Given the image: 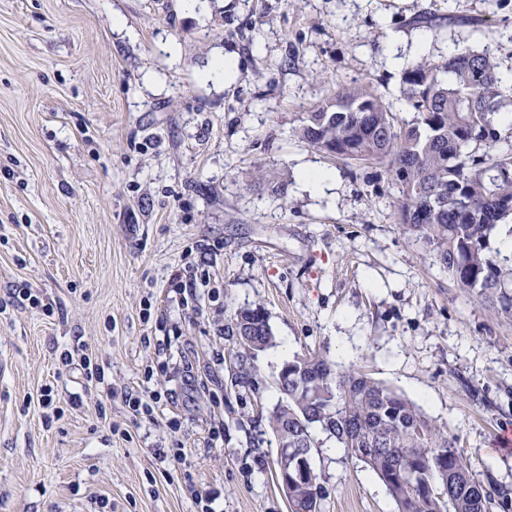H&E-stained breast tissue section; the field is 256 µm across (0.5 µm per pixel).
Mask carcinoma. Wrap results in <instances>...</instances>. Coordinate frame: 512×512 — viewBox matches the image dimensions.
Here are the masks:
<instances>
[{"instance_id":"carcinoma-1","label":"carcinoma","mask_w":512,"mask_h":512,"mask_svg":"<svg viewBox=\"0 0 512 512\" xmlns=\"http://www.w3.org/2000/svg\"><path fill=\"white\" fill-rule=\"evenodd\" d=\"M414 111L397 114L369 86L344 88L303 113L293 134L336 158L383 165L396 186L402 229L434 247L440 265L476 302L512 315V253L489 248L490 235L512 216V95L499 64L468 50L445 61L421 58L402 75ZM241 345L274 344L264 310L235 314ZM278 373V399L268 427L288 465L292 512H321L317 472L295 477L326 434L346 459L363 463L383 483L398 512H494L504 496L475 479L447 428L403 393L360 370L336 369L307 353ZM413 469L406 477L398 468Z\"/></svg>"}]
</instances>
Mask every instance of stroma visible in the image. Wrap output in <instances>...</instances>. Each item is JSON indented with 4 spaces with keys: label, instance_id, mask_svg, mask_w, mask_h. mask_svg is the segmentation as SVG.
<instances>
[{
    "label": "stroma",
    "instance_id": "35a3bbf8",
    "mask_svg": "<svg viewBox=\"0 0 512 512\" xmlns=\"http://www.w3.org/2000/svg\"><path fill=\"white\" fill-rule=\"evenodd\" d=\"M391 45L411 64L484 50L512 71V0H0V300L53 302L0 313V512H196L200 497L289 512L267 416L281 366L308 351L417 401L512 496V452L494 446L512 429V315L402 230L383 166L292 133L349 87L409 118ZM225 57L234 81H206ZM260 166L284 194L250 183ZM305 169L332 187L311 193ZM184 279L209 285L193 298ZM256 305L276 344L254 353L234 314ZM76 347L112 401L62 366ZM127 389L160 395L156 421ZM314 464L322 512H397L339 449Z\"/></svg>",
    "mask_w": 512,
    "mask_h": 512
}]
</instances>
